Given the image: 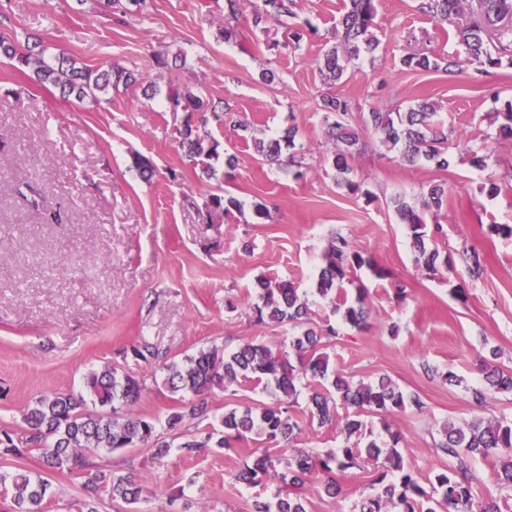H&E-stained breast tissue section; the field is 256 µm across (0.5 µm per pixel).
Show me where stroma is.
<instances>
[{"label":"stroma","instance_id":"obj_1","mask_svg":"<svg viewBox=\"0 0 512 512\" xmlns=\"http://www.w3.org/2000/svg\"><path fill=\"white\" fill-rule=\"evenodd\" d=\"M342 5L296 0V13L311 29L293 51L279 46V24L249 30V2L237 38L227 42L220 36L224 0H147L128 13L103 0H0V37L19 47L39 39L93 67L138 70L161 90H189L209 105L230 104L249 125L232 130L210 113L170 111L147 101L138 85L113 92L108 103L69 100L36 82L31 71L0 60V430L21 432L22 415L36 398L81 390L90 371L108 367L143 382L138 413L162 419L181 410L185 400L164 386L157 362L122 358V349L142 337L176 360L203 347L229 352L250 341L286 350L289 327L257 325L247 307L261 277L294 282L309 299L313 327H335V343L323 348L333 367L356 382L388 376L421 397L423 411L408 407L362 418L373 433L386 423L399 431L397 448L419 481L449 464L436 451L446 423L470 422L486 408L512 420V393L490 395L483 408L472 397L484 385L479 367L485 359L512 372V238L489 230L512 225V139L498 137L491 119L512 100V67L480 72L464 61L455 30L476 13L478 0H466L463 13L445 21L419 12L416 0H378L380 46L335 87L355 104L353 125L368 108L425 98L448 127L449 154L485 141L492 153L481 170L457 162L439 170L400 165L372 143L351 162L361 191L350 193L336 183L320 111L324 87L315 69ZM426 49L460 58L458 74L401 66L403 55ZM160 52L183 59L158 69ZM265 70L273 71V82L261 80ZM187 121L235 155L233 172L220 157L211 175L193 169L176 143ZM291 126L305 156L299 179L259 160L251 141ZM136 153L155 166L153 181H142L132 168ZM437 181L447 183L448 201L432 245L451 266L431 275L417 263L406 227L386 203L399 193L418 200ZM493 183L500 192L491 198ZM28 184L41 193L42 210L60 211L65 223H44L42 210L20 193ZM212 194L236 198L243 207L216 209L202 219L198 210ZM258 203L268 206L270 218L255 216ZM339 235L392 274L380 280L358 271L356 283L368 291L363 331L344 324L333 303L315 292L323 254ZM466 246L486 261L480 279L466 275ZM396 280L406 283L405 297H397ZM229 299L238 302L236 312H227ZM448 371L459 384L441 381ZM271 401L250 383L214 390L208 419L166 432L172 449L163 461L142 443L109 455L107 463L133 474L149 512H254L256 501L275 496L279 482L249 488L234 474L265 441L194 451L181 442L185 433L211 431L228 409ZM346 414L338 408L335 422L322 427L299 403L294 417L300 430L289 446H277V454L343 446ZM473 466L475 500H493L501 512H512V489L498 480V459L478 458ZM377 471L370 464L346 477L339 498L307 486L296 493L307 512H351L370 493Z\"/></svg>","mask_w":512,"mask_h":512}]
</instances>
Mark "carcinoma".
<instances>
[{"label": "carcinoma", "mask_w": 512, "mask_h": 512, "mask_svg": "<svg viewBox=\"0 0 512 512\" xmlns=\"http://www.w3.org/2000/svg\"><path fill=\"white\" fill-rule=\"evenodd\" d=\"M292 0H261L254 4L251 25L265 30L272 19L291 16ZM461 0H421L418 9L443 19L458 12ZM377 7L375 0H344L343 10L336 22V34L331 44L324 45L317 58V71L326 86L321 95V110L327 127L326 135L334 147L332 165L338 184L355 194L360 190L352 178L349 160L365 146L360 132L350 124L352 101L332 92L350 66L379 47L375 34ZM512 17V0H478L477 16L457 30L458 43L463 46L468 61L480 68H498L512 65V28H499L496 40L488 38L490 27ZM309 24L302 20L284 34L282 46L298 50L307 34ZM0 54L27 68L41 83L60 88L65 96L78 101L100 100L119 87L143 85V95L152 99L157 86L144 84L139 72L127 68L98 66L92 68L63 52L54 54L44 48L36 53L20 52L13 44L0 40ZM409 70L454 74L459 62L447 54L430 50L408 53L400 59ZM167 104L173 112H196L203 107L202 99L190 91H169ZM493 122L498 133L512 137V102L494 113ZM363 131L372 134L380 145L395 152L400 162L407 165L421 163L438 169H447L448 129L437 119L434 103L421 99L404 108L386 110L371 107L362 115ZM297 130L290 127L279 137L254 140V149L260 159L271 165L302 167L296 153ZM177 143L183 155L202 173L212 172L211 161L218 157L219 142L196 135L190 122L178 130ZM488 155L483 150L465 149L458 161L474 168H484ZM448 187L444 182L428 185L421 200L413 204L403 196L390 199L391 207L400 223L407 225L418 262L429 272L437 271L439 264H448L440 252L430 247L440 225L428 227L427 216H436L447 200ZM324 266L315 283V292L323 298L337 300L334 311L352 328H365L367 291L357 289L355 298L348 297L344 284L349 276L367 269L378 279H389L391 273L375 260L355 250L349 242L337 237L323 257ZM256 302L250 305L256 322L271 321L288 325L293 330L289 350L273 351L264 344L247 342L233 352L215 347L201 348L180 361L163 364L164 384L172 393H188L191 401L184 410L166 419L168 429L180 428L187 421L208 417L211 408L209 394L237 382H253L274 399V403L255 410L230 409L221 418L222 430L207 433V440L215 447L230 446L260 436L269 443H286L293 437L299 424L293 419L297 406V384L302 380L318 386L309 397L311 416L320 424L333 421L337 406L353 408L354 415L346 417V437L362 434L365 413L383 414L393 409L410 406L420 411L424 407L419 395L405 393L391 380L383 377L375 383H354L329 367L328 356L318 352L321 341L333 343L336 329L328 326L320 331L310 327V307L305 295L286 279L260 278L256 282ZM124 357L134 361L160 358L159 350L145 338H140L123 351ZM485 389L474 392L477 403L483 404L491 393L512 392V373L493 363L482 367ZM142 393V384L135 377L117 369L91 371L84 381V392H54L36 399L24 414V430L16 436L0 430V455L21 457L29 452L41 454L51 473L78 472L83 481L82 505L86 512H96V502L103 496L128 505L140 502V490L132 475L119 474L94 460L102 452L112 453L131 449L149 440L154 442V456L162 460L168 456L171 445L156 434L157 420L136 412L135 405ZM380 436L368 440L365 447L345 444L341 448L314 453L304 448L291 449L288 471L280 472L281 459L265 448L252 453L235 475L245 485L256 487L265 480L278 477L291 487L306 483L322 489L331 497L341 492L339 480L365 462H381L380 472L373 484L378 491L363 497L352 512H501L499 505L490 501L474 509L472 485L477 480L472 470L474 457L496 456L501 461L499 479L512 487V421L494 416L479 417L457 426L444 427V439L436 450L453 459L454 464L434 474L428 484H421L414 472L405 467L396 448L400 433L389 425ZM52 494L49 478L37 474L0 473V498L10 502L9 512H43L44 500ZM255 512H306L301 498L289 493H278L272 502L255 503Z\"/></svg>", "instance_id": "obj_1"}]
</instances>
